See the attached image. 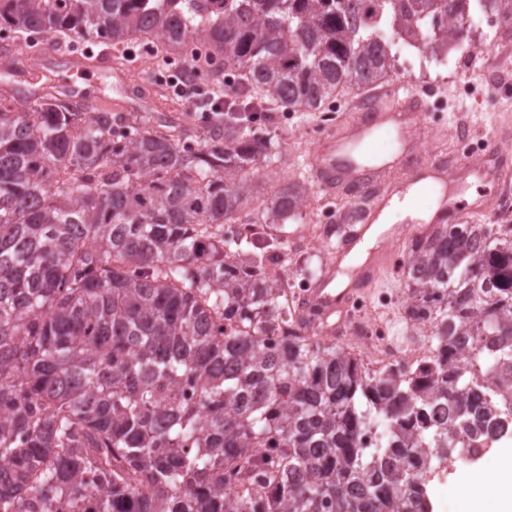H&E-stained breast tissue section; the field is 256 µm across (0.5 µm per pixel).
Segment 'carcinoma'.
<instances>
[{
  "label": "carcinoma",
  "mask_w": 512,
  "mask_h": 512,
  "mask_svg": "<svg viewBox=\"0 0 512 512\" xmlns=\"http://www.w3.org/2000/svg\"><path fill=\"white\" fill-rule=\"evenodd\" d=\"M194 2L190 29L184 0H0L25 36L222 56L250 90L196 149L150 112L0 99V512H431L438 455L512 432V224L410 241L405 313L431 355L375 368L309 335L224 225L272 148L249 112L370 89L404 49L439 64L475 42L466 14L512 32V0ZM306 201L284 186L264 223Z\"/></svg>",
  "instance_id": "carcinoma-1"
}]
</instances>
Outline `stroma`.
Listing matches in <instances>:
<instances>
[{
	"label": "stroma",
	"instance_id": "1",
	"mask_svg": "<svg viewBox=\"0 0 512 512\" xmlns=\"http://www.w3.org/2000/svg\"><path fill=\"white\" fill-rule=\"evenodd\" d=\"M35 52L19 54L12 70L0 68V92L17 88L39 92L42 85L62 87L68 75L69 58L74 53L108 52L115 63L111 73L85 76L81 85L87 88L92 102L115 112L136 114L148 110L167 119L178 120L187 129L192 141L201 142L209 126L197 104L177 97L166 75L175 73L180 59L161 57L141 45H113L109 42L71 40L59 44L49 35L35 37ZM410 66L405 79L418 92L430 97L435 107L427 117L425 133L419 143L410 144L400 164H387L374 172L375 182L402 176L404 172L429 159L453 163L459 155V140L468 137L483 154L498 148L512 153V139L498 137L500 128L512 129V36H502L496 49L477 55L450 52L449 61L455 70L431 64L421 67L414 51L402 54ZM378 90L348 89L331 121H324L318 112L274 111L263 113L256 126L263 138L271 140L279 154L271 165L260 166L255 175L259 196L273 195L289 182L304 183L308 204L301 218L274 225L275 233L291 240L307 239L309 258L304 262L285 261L281 271L289 280L302 281L305 266L327 263L331 249L323 244L320 218L323 210L332 208L347 213L350 201L344 188L334 194L321 191L314 179L313 162L325 137L348 125L368 99H379ZM407 290L400 267H393L387 279L367 297L372 319L407 328L404 313Z\"/></svg>",
	"mask_w": 512,
	"mask_h": 512
}]
</instances>
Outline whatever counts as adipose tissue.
I'll list each match as a JSON object with an SVG mask.
<instances>
[{
	"label": "adipose tissue",
	"mask_w": 512,
	"mask_h": 512,
	"mask_svg": "<svg viewBox=\"0 0 512 512\" xmlns=\"http://www.w3.org/2000/svg\"><path fill=\"white\" fill-rule=\"evenodd\" d=\"M456 498L458 512H512V448L501 450L492 471H473Z\"/></svg>",
	"instance_id": "ef3b65f1"
}]
</instances>
